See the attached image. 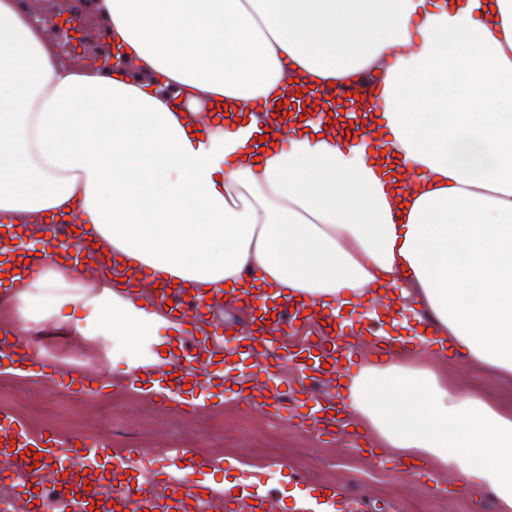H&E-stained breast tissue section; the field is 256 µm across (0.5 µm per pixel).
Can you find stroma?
Returning a JSON list of instances; mask_svg holds the SVG:
<instances>
[{"instance_id": "obj_1", "label": "stroma", "mask_w": 512, "mask_h": 512, "mask_svg": "<svg viewBox=\"0 0 512 512\" xmlns=\"http://www.w3.org/2000/svg\"><path fill=\"white\" fill-rule=\"evenodd\" d=\"M47 356L59 371L99 373L110 385L100 394L85 395L57 387L49 379L0 372V410L18 417L35 433L50 430L61 440L99 437L115 456L127 448L143 449L142 479H149L154 465L186 448L218 461L209 474L218 484L231 474L244 483L254 472H265L275 490L271 512H294L289 500L294 488L324 483L360 498L366 512H496L492 497L471 500L449 491L455 475L435 465H428V475L422 478L404 471L398 462H376L352 441L351 431L363 427L357 419H350L348 429L322 437L296 427L289 418L247 409L236 400L185 413L157 405L143 387H126L131 375L127 359L113 354L111 341L91 342L66 334ZM408 359L438 368L450 388L477 389L512 406V380L430 348L411 353Z\"/></svg>"}]
</instances>
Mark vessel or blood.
Masks as SVG:
<instances>
[{"instance_id":"1","label":"vessel or blood","mask_w":512,"mask_h":512,"mask_svg":"<svg viewBox=\"0 0 512 512\" xmlns=\"http://www.w3.org/2000/svg\"><path fill=\"white\" fill-rule=\"evenodd\" d=\"M360 83L367 89L366 96L350 102L318 96L313 89L302 93L297 84H287L282 105L267 106L255 137L267 133L282 137L304 121L327 127L332 136H372L365 123L373 118L377 83L367 76ZM27 240L20 225L0 220V278L5 282L16 283L28 274ZM99 254L98 244L90 241L71 245L68 251L74 265L86 267L96 264ZM224 295L245 303L252 312L245 326L234 327L229 334L200 327L196 314L207 307V298L164 285L147 298V306L173 307L180 326L177 354L157 368L153 377L152 394L160 404L172 403L192 412L212 401H223L229 374L239 370L251 378L248 392L240 396L246 406L288 416L302 428L331 435L346 424L343 409L335 398L314 395L313 386L333 384L345 364L354 363L355 345H371L381 358L415 346L413 338L392 334L404 314L396 299L372 300L371 308L381 310L382 315L369 318L342 317L333 307L282 299L272 289H228ZM301 325L317 326V336L288 347L285 336ZM4 361L15 364L23 375L49 377L59 387L85 394L93 393L102 382L92 374H56L45 358L32 353L19 338L0 342V363ZM286 364L300 370L309 389L267 396L259 386L262 377ZM203 366L212 370L204 384L199 381ZM140 463V457L129 454L113 457L103 442L87 436L61 442L52 435L30 434L20 420L0 412V481L22 488L54 487L58 512H207L217 501L223 503L224 512H269L271 492L264 479L236 491L217 489L207 482L213 460L182 451L169 457L150 481L138 482L134 472Z\"/></svg>"}]
</instances>
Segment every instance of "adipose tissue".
<instances>
[{
    "label": "adipose tissue",
    "instance_id": "obj_1",
    "mask_svg": "<svg viewBox=\"0 0 512 512\" xmlns=\"http://www.w3.org/2000/svg\"><path fill=\"white\" fill-rule=\"evenodd\" d=\"M126 67L76 70L30 16L0 0V216L77 213L144 289L178 281L326 303L411 289L433 334L464 362L512 377V0H96ZM380 76L378 129L399 168L367 147L291 132L257 151L252 131L289 76ZM176 86L171 100L160 85ZM246 121L184 122L218 101ZM13 284L17 333L46 324L119 339L157 366L173 323L83 284L63 255L32 257ZM348 405L403 461L492 493L512 512V414L433 370L393 358L349 379Z\"/></svg>",
    "mask_w": 512,
    "mask_h": 512
}]
</instances>
